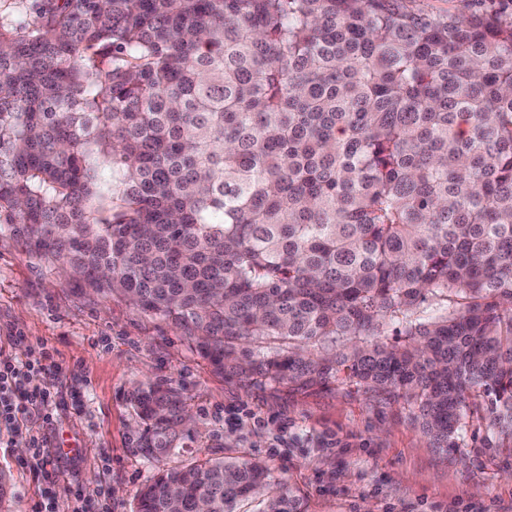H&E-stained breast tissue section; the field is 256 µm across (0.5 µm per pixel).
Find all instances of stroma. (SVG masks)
Wrapping results in <instances>:
<instances>
[{
	"instance_id": "obj_1",
	"label": "stroma",
	"mask_w": 512,
	"mask_h": 512,
	"mask_svg": "<svg viewBox=\"0 0 512 512\" xmlns=\"http://www.w3.org/2000/svg\"><path fill=\"white\" fill-rule=\"evenodd\" d=\"M49 349L62 399L51 425L29 418L0 430V471L11 493L0 512H132L158 470L206 454L266 461L300 488L307 512H512V448H486L470 419L466 443L445 458L428 445L413 409L353 387L296 390L228 378L167 321L120 296L49 269L10 231L0 232V359ZM148 382L181 389L193 418L173 454L147 459L130 395ZM46 439L55 477L30 459Z\"/></svg>"
}]
</instances>
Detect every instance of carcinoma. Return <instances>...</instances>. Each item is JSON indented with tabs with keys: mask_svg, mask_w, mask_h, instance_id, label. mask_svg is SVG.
Segmentation results:
<instances>
[{
	"mask_svg": "<svg viewBox=\"0 0 512 512\" xmlns=\"http://www.w3.org/2000/svg\"><path fill=\"white\" fill-rule=\"evenodd\" d=\"M0 0V230L264 386L404 399L512 447V12L407 0ZM389 328L398 340L379 339ZM131 401L145 455L180 393ZM306 512L255 458L134 512Z\"/></svg>",
	"mask_w": 512,
	"mask_h": 512,
	"instance_id": "carcinoma-1",
	"label": "carcinoma"
}]
</instances>
